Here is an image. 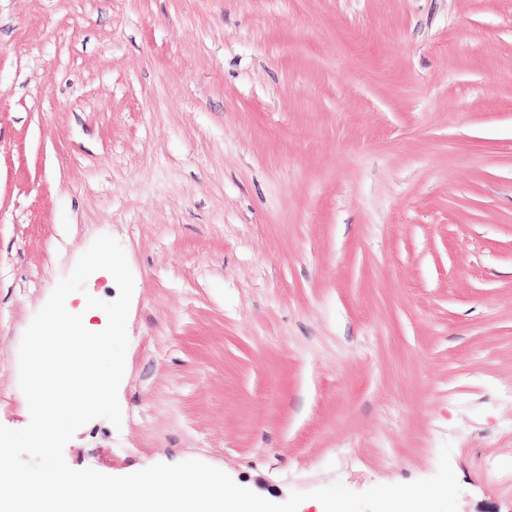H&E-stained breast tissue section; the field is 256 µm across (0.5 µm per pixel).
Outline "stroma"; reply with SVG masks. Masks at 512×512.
I'll list each match as a JSON object with an SVG mask.
<instances>
[{"mask_svg":"<svg viewBox=\"0 0 512 512\" xmlns=\"http://www.w3.org/2000/svg\"><path fill=\"white\" fill-rule=\"evenodd\" d=\"M134 276L121 428L285 501L436 474L512 512V0H0V424L100 235Z\"/></svg>","mask_w":512,"mask_h":512,"instance_id":"obj_1","label":"stroma"}]
</instances>
